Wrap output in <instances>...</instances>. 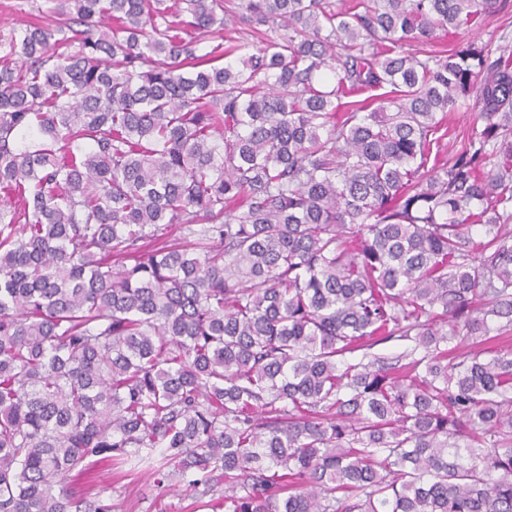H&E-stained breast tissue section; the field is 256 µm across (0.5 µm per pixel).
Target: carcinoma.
Instances as JSON below:
<instances>
[{"label":"carcinoma","mask_w":512,"mask_h":512,"mask_svg":"<svg viewBox=\"0 0 512 512\" xmlns=\"http://www.w3.org/2000/svg\"><path fill=\"white\" fill-rule=\"evenodd\" d=\"M46 2L0 35V512L156 448L214 512H512V53L415 49L497 0H240L266 45L202 54L224 0ZM475 98H461L454 112H448L446 121L432 137L439 139L432 145L428 168L433 164L435 154H439L440 163L452 162L460 151L464 141L479 139L484 123L475 119ZM441 136V137H440Z\"/></svg>","instance_id":"carcinoma-1"}]
</instances>
